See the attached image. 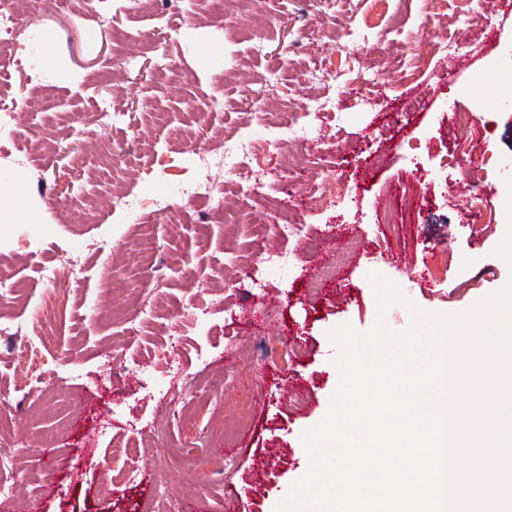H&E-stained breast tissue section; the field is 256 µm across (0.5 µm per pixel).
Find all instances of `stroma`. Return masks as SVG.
Instances as JSON below:
<instances>
[{"instance_id":"35a3bbf8","label":"stroma","mask_w":512,"mask_h":512,"mask_svg":"<svg viewBox=\"0 0 512 512\" xmlns=\"http://www.w3.org/2000/svg\"><path fill=\"white\" fill-rule=\"evenodd\" d=\"M257 2L253 9L224 0L215 20L202 0L193 19L174 14L159 29L129 0H78L72 13L30 6L16 24L5 60L13 101L24 104L37 83L47 103L18 144L0 148V269L15 287L0 313L31 326L25 338L0 341V448L44 458L42 472L18 486L19 499L38 501L41 512H138L162 485L165 512H274L306 472L301 435L323 419L338 385L330 331L346 322L365 331L375 321L368 272L439 313L466 311L512 276L494 253L512 224L503 170L512 160V109L485 104L512 84V0H472L480 19L470 26L457 21L455 0ZM131 28L156 47L134 68L123 64L117 41ZM442 42L453 52L439 50ZM345 45L357 46L356 68L375 77L365 97L328 77ZM412 53L431 66L404 83L399 72ZM159 54L186 74L180 91L156 80ZM45 58L64 66L44 67ZM272 69L280 77L265 89L273 111L303 112L311 96L330 99L329 111L308 139L288 143L293 168L236 177L224 187L223 212L194 204L172 233L155 199L181 201L185 183L205 179L199 151L267 135L245 103ZM408 97L427 105L407 111ZM107 101L123 119L88 123L87 113ZM461 110L480 114V130L452 164V114ZM159 112L167 125L140 140V126ZM91 140L111 142L119 185L141 199V210L82 223L106 178L87 150ZM487 166L492 222L463 194L471 172ZM318 171L349 184L342 208L310 206ZM417 171L447 183L454 203L433 196L414 207L412 223H377L382 201ZM284 189L288 218L308 225L310 244L275 230ZM20 191L27 209L19 214ZM142 222L155 227L151 244L135 229ZM104 237L109 247L96 254L92 244ZM267 253L282 264L265 266ZM74 255L82 280L42 278L44 267ZM258 276L267 283L259 295L251 286ZM137 308L131 332L125 318ZM267 336L288 348L269 368ZM113 343L123 351L115 365L102 356ZM144 439L152 454L127 459L135 481L107 483L99 463L114 442Z\"/></svg>"}]
</instances>
